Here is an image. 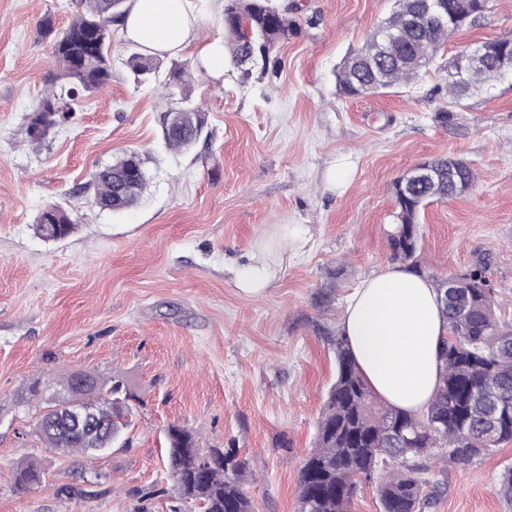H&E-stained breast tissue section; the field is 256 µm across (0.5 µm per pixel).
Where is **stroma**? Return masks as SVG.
<instances>
[{
  "mask_svg": "<svg viewBox=\"0 0 512 512\" xmlns=\"http://www.w3.org/2000/svg\"><path fill=\"white\" fill-rule=\"evenodd\" d=\"M292 29L267 69L227 67L207 78L190 54L158 58L159 75L189 65L205 118L189 150L167 148L168 103L126 61L133 44L113 33L112 81L85 97L70 122L34 147L22 130L60 73L39 23L56 30L83 0H0V512H198L175 498L165 434L177 424L204 447L236 449L252 478L255 512H298L300 471L335 374L326 330L340 326L358 283L390 263L393 183L416 163L449 155L477 174L467 194L429 204L418 247L427 274L465 272L478 258L504 319H512V75L455 110L445 67L457 54L512 35V0H489L482 25L449 38L417 82L344 98L335 71L391 12L394 0H275ZM138 152L148 176L121 214L92 203V173ZM345 176L329 187L327 171ZM65 208L74 231L41 239L36 219ZM304 224L300 252L279 241L282 268L261 297L235 288L227 263ZM75 369L121 371L134 394L130 442L94 458L54 454L35 432L34 409L15 403L34 377ZM37 460L41 486L17 490L11 468ZM512 442L443 476L424 512H512L497 493Z\"/></svg>",
  "mask_w": 512,
  "mask_h": 512,
  "instance_id": "obj_1",
  "label": "stroma"
}]
</instances>
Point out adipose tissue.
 I'll return each instance as SVG.
<instances>
[{
  "instance_id": "1",
  "label": "adipose tissue",
  "mask_w": 512,
  "mask_h": 512,
  "mask_svg": "<svg viewBox=\"0 0 512 512\" xmlns=\"http://www.w3.org/2000/svg\"><path fill=\"white\" fill-rule=\"evenodd\" d=\"M203 0H127L117 26L124 38L154 56L190 53L214 79L227 64L224 41L198 36ZM280 265L269 246L255 245L233 266L240 291L263 296ZM441 302L429 280L391 265L363 278L340 319L358 368L374 392L395 409L421 413L438 385L439 345L447 334Z\"/></svg>"
}]
</instances>
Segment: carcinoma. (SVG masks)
I'll return each mask as SVG.
<instances>
[{
	"label": "carcinoma",
	"mask_w": 512,
	"mask_h": 512,
	"mask_svg": "<svg viewBox=\"0 0 512 512\" xmlns=\"http://www.w3.org/2000/svg\"><path fill=\"white\" fill-rule=\"evenodd\" d=\"M86 10L55 32L46 17L40 32L53 37V53L65 82L44 93L24 129L28 142L42 143L49 130L68 120L87 93L112 79L107 55L112 27L125 0H85ZM488 0H439L430 13L426 0H395L394 10L364 44L348 53L336 72L339 94L348 98L373 95L416 80L427 71L448 39L487 17ZM286 12L272 0H225L224 31L230 64L267 66L276 44L288 37ZM486 61L471 67L468 53L458 54L448 69V98L458 106L476 89L502 76L503 56L512 57V36L482 44ZM127 65L142 81L156 76L152 58L133 52ZM165 87L181 97L180 105L162 116L166 145L184 151L201 137L204 118L192 104L185 72L172 69ZM432 177L418 186L394 182L397 212L389 234L391 259L408 263L424 274L417 255L421 209L432 202L456 198L474 186L472 166L460 158L431 160ZM147 185L144 161L125 153L93 176L94 204L123 213L140 200ZM74 221L65 209L49 204L39 213L36 233L44 240L67 237ZM470 280L462 298L447 295L451 277L433 285L442 301L448 335L442 341V368L436 394L418 415L386 406L361 375L341 330L328 333L336 354V378L317 419L316 441L299 477V512H349L356 482L378 479L382 512H422L442 489L432 474L450 464H469L503 443L512 442V321L497 316L495 292L482 260L468 268ZM133 398L118 371L104 379L76 370L57 381L32 379L18 402L38 408L37 432L46 447L65 455H93L119 443L127 444ZM94 412L102 432L94 435L70 420L69 408ZM167 470L178 499L195 502L200 512H254L244 486L249 472L232 448H204L196 433L172 425L167 429ZM13 483L28 490L42 483L37 462L23 460L12 472Z\"/></svg>",
	"instance_id": "1"
}]
</instances>
